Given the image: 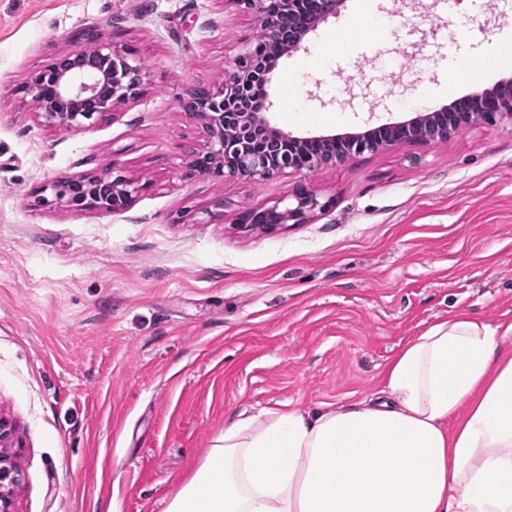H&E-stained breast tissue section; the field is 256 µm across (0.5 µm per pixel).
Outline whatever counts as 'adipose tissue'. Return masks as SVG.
<instances>
[{
    "mask_svg": "<svg viewBox=\"0 0 512 512\" xmlns=\"http://www.w3.org/2000/svg\"><path fill=\"white\" fill-rule=\"evenodd\" d=\"M457 312L388 363L376 398L225 428L166 512H512V355Z\"/></svg>",
    "mask_w": 512,
    "mask_h": 512,
    "instance_id": "adipose-tissue-1",
    "label": "adipose tissue"
}]
</instances>
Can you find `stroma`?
I'll return each instance as SVG.
<instances>
[{
  "mask_svg": "<svg viewBox=\"0 0 512 512\" xmlns=\"http://www.w3.org/2000/svg\"><path fill=\"white\" fill-rule=\"evenodd\" d=\"M372 0V45L336 50L357 0L283 57L275 127L362 132L512 79V0ZM99 26L149 69L113 116L64 131L21 91ZM261 34L220 0H0V419L15 512H165L225 425L289 403L372 396L390 359L448 315L512 324V122L253 183L187 175L206 142L179 100ZM491 58L489 74L472 61ZM131 180L124 211L56 182ZM307 223L241 225L297 185Z\"/></svg>",
  "mask_w": 512,
  "mask_h": 512,
  "instance_id": "35a3bbf8",
  "label": "stroma"
}]
</instances>
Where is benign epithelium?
Returning <instances> with one entry per match:
<instances>
[{
  "label": "benign epithelium",
  "mask_w": 512,
  "mask_h": 512,
  "mask_svg": "<svg viewBox=\"0 0 512 512\" xmlns=\"http://www.w3.org/2000/svg\"><path fill=\"white\" fill-rule=\"evenodd\" d=\"M298 0H224V7L245 4L260 21L259 43L264 52L249 45L236 68L224 75L216 88L202 87L181 99L186 116L199 123L206 137L200 151L190 155L187 174L196 172L239 177L261 182L288 171L310 172L322 164L338 165L353 153L378 152L404 143L402 139H379L387 130L414 133L427 127L431 134L418 139L433 145L449 130L462 131L475 124L496 125L512 118V81H501L491 89L459 97L446 106L417 114L411 120L392 122L361 133L296 136L273 127L262 109L255 105V93L265 86L286 54L301 46L319 24L338 15L344 0H323V11L302 25L283 31L276 14L291 11ZM75 43L87 42L92 49L78 48L58 56L46 69L32 75L23 91L36 102L45 123L60 130H76L85 122L101 120L136 95L147 77L140 57L126 45L103 38L96 26L78 30ZM312 143L322 146L309 153ZM138 191L134 183L117 177L70 179L61 183L60 195L76 209L97 208L106 212L127 209ZM285 205L253 209L241 222L267 230L278 228V216L286 215L305 224L319 208L316 196L300 186L286 196ZM13 436L8 423L0 420V512H13V486L18 478L9 457L3 454Z\"/></svg>",
  "instance_id": "7a95c632"
}]
</instances>
